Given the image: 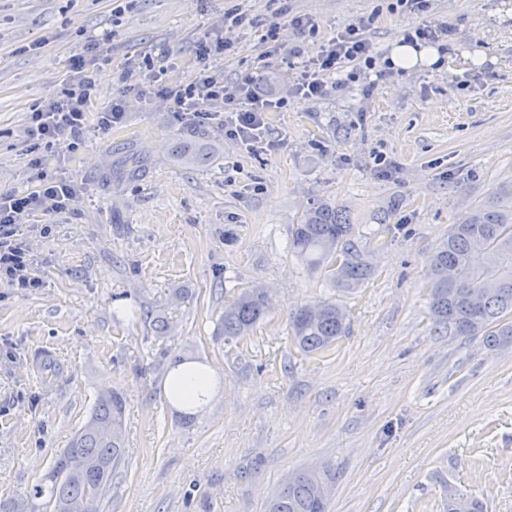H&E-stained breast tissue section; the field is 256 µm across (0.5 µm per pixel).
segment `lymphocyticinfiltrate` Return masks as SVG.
Listing matches in <instances>:
<instances>
[{"label":"lymphocytic infiltrate","instance_id":"f902f5d3","mask_svg":"<svg viewBox=\"0 0 512 512\" xmlns=\"http://www.w3.org/2000/svg\"><path fill=\"white\" fill-rule=\"evenodd\" d=\"M369 25V19L357 20L328 40L315 57L303 61L295 78L296 93L301 99L324 97L328 77L341 71L352 79L384 77V70L378 67L379 57L364 35ZM111 39L108 32L90 36L84 52L72 58L60 96L32 109L28 137L34 146L59 145L70 151L78 147L87 129V112L97 94L94 73L108 63ZM227 47L220 35L195 44L197 72L190 83H171L168 67L162 66L150 70L145 79L126 84L121 94L99 108L98 129L106 132L123 121L128 98L162 99L173 101L177 120L192 126L208 123L215 107H222L225 137L249 150L266 144V114L271 108L283 107L284 102L257 92L262 73H251L232 84L217 76L210 61ZM82 192L81 183L64 173L41 178L37 189L27 193L0 190V279L23 290L39 287V279L29 272V250L22 227L30 216L50 217L69 210Z\"/></svg>","mask_w":512,"mask_h":512}]
</instances>
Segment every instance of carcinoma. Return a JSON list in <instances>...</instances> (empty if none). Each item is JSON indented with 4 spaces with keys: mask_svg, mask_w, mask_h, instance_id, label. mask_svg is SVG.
<instances>
[{
    "mask_svg": "<svg viewBox=\"0 0 512 512\" xmlns=\"http://www.w3.org/2000/svg\"><path fill=\"white\" fill-rule=\"evenodd\" d=\"M290 248L332 285L359 288L375 275L369 251L354 235L344 208L327 201L305 208L293 225ZM433 328L450 336H485L490 347L512 345V184L500 187L497 200L472 208L451 225L448 239L429 268ZM268 314L266 292L256 286L224 306L223 335H250ZM299 349L315 354L344 335L347 311L335 300L309 302L288 316ZM125 398L118 390L97 394L88 419L70 447L57 455L34 496L48 495L51 512H81L93 501L94 512L108 503L112 475L125 463ZM328 472L303 470L292 475L269 501L267 512H328ZM448 512H487L485 502L463 497L448 487Z\"/></svg>",
    "mask_w": 512,
    "mask_h": 512,
    "instance_id": "obj_1",
    "label": "carcinoma"
}]
</instances>
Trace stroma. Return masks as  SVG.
<instances>
[{"instance_id":"35a3bbf8","label":"stroma","mask_w":512,"mask_h":512,"mask_svg":"<svg viewBox=\"0 0 512 512\" xmlns=\"http://www.w3.org/2000/svg\"><path fill=\"white\" fill-rule=\"evenodd\" d=\"M388 0H0V189L39 183L27 136L35 105L59 96L88 36L112 34L94 78L96 108L68 174L84 182L73 210L24 224L40 287L0 280V503L46 512L32 489L85 423L99 392L126 398L127 461L105 512H265L293 471L336 474L330 512H446V484L512 512V347L431 328L428 268L448 229L512 183V0H431L427 13ZM252 25L223 28L225 13ZM313 19L299 34L292 16ZM371 17L367 38L389 54L422 23L451 27L441 68L393 71L323 98L290 94L302 59ZM281 27L284 50L263 39ZM223 29L212 59L232 81L262 70L271 147L246 151L220 120L190 127L174 104L129 100L122 124L94 132L97 107L129 63L196 76L194 42ZM296 45L300 54L288 56ZM485 60L471 65L467 54ZM203 154L187 167L173 145ZM394 163L381 175L373 162ZM136 175L121 176L128 156ZM345 207L375 277L338 295L324 270L288 248L305 206ZM260 285L269 315L243 341L217 322L242 289ZM340 297L348 336L303 354L287 316ZM173 326L157 338L146 316ZM57 363L52 381L33 366ZM209 366L210 401L191 412L163 393L176 358Z\"/></svg>"}]
</instances>
